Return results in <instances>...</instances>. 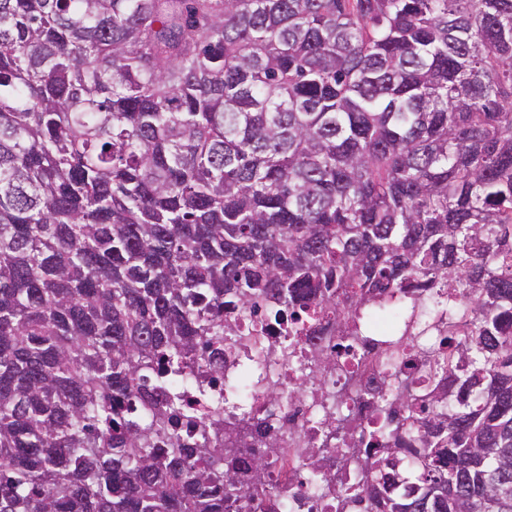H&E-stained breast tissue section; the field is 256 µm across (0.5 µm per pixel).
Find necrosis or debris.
Wrapping results in <instances>:
<instances>
[{
	"mask_svg": "<svg viewBox=\"0 0 512 512\" xmlns=\"http://www.w3.org/2000/svg\"><path fill=\"white\" fill-rule=\"evenodd\" d=\"M391 327L390 315L377 316L374 331L360 346L359 371L345 387L346 401L355 415L360 430L371 428L374 419L372 402L388 388L382 364L381 340ZM300 376L296 364L265 357L256 347L240 350L228 358L219 391L224 396V408L240 416H251L259 407H266L265 427L287 434L286 462L268 476L270 483L290 481L294 495L278 499L277 512H336V500L325 487L313 484L309 478L311 465L299 449L307 436L321 435L333 427V408L307 395L291 396L290 391ZM276 384L282 394L275 403H266L262 395L265 383Z\"/></svg>",
	"mask_w": 512,
	"mask_h": 512,
	"instance_id": "1",
	"label": "necrosis or debris"
}]
</instances>
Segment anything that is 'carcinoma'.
Returning a JSON list of instances; mask_svg holds the SVG:
<instances>
[{"label": "carcinoma", "instance_id": "cac0c4a2", "mask_svg": "<svg viewBox=\"0 0 512 512\" xmlns=\"http://www.w3.org/2000/svg\"><path fill=\"white\" fill-rule=\"evenodd\" d=\"M434 291L341 509L512 512V0H0V512L254 508L235 314L340 309L314 385ZM438 310L431 318L414 317L406 320L403 330H406L407 336H402L404 341L409 344L411 349L410 359L416 367V360L423 352L438 350L441 348L442 337L434 329V323L439 315ZM409 359V360H410Z\"/></svg>", "mask_w": 512, "mask_h": 512}]
</instances>
